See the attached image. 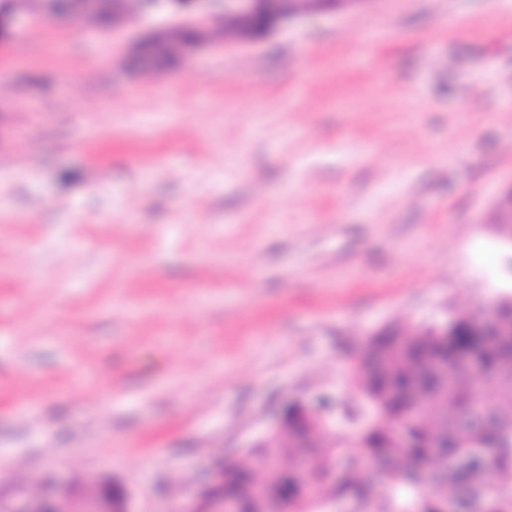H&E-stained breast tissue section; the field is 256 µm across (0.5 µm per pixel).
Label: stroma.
I'll return each instance as SVG.
<instances>
[{"mask_svg":"<svg viewBox=\"0 0 512 512\" xmlns=\"http://www.w3.org/2000/svg\"><path fill=\"white\" fill-rule=\"evenodd\" d=\"M0 43V504L161 512L389 323L512 292V0H366L160 72L144 33ZM119 489L117 497L105 495L90 497L68 496L58 499L51 496L39 498L34 505L20 503L8 512H131L130 493L120 484L112 483Z\"/></svg>","mask_w":512,"mask_h":512,"instance_id":"1","label":"stroma"}]
</instances>
